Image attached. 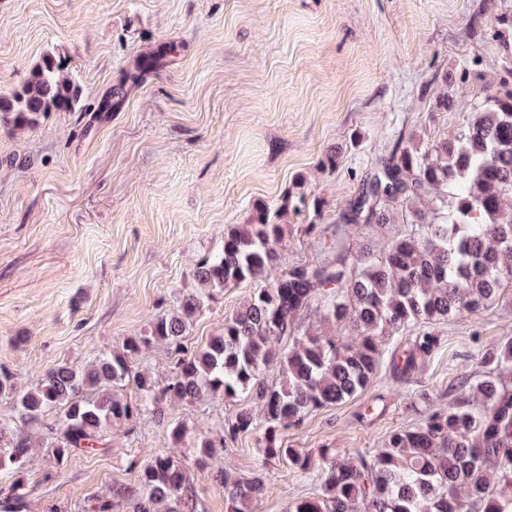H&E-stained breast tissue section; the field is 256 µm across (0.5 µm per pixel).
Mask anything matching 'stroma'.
<instances>
[{
	"instance_id": "obj_1",
	"label": "stroma",
	"mask_w": 512,
	"mask_h": 512,
	"mask_svg": "<svg viewBox=\"0 0 512 512\" xmlns=\"http://www.w3.org/2000/svg\"><path fill=\"white\" fill-rule=\"evenodd\" d=\"M504 12L512 0H0V96L49 53L81 89L74 111L31 131L0 125V369L23 390L56 363L85 364L145 335L194 288L193 267L222 247L225 226L250 223L256 206L286 225L287 264L325 257L305 226L335 229L395 134L452 137L484 88L512 73ZM147 56L153 67L135 73ZM334 147L343 155L330 169L322 158ZM296 189L304 202L292 206ZM252 289L217 294L190 323L185 352ZM433 328L438 349L405 383L382 364L365 390L285 431L286 445L316 472L324 450L371 451L447 406L481 375L479 351L512 336V291ZM249 403L170 406L187 427L175 446L145 415L133 433L114 428L111 447L61 466L35 449L28 512H84L133 484L131 461L157 450L194 459L199 440ZM214 465L263 470L251 512H287L316 488L285 461L262 462L252 434Z\"/></svg>"
}]
</instances>
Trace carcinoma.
I'll return each mask as SVG.
<instances>
[{
  "label": "carcinoma",
  "mask_w": 512,
  "mask_h": 512,
  "mask_svg": "<svg viewBox=\"0 0 512 512\" xmlns=\"http://www.w3.org/2000/svg\"><path fill=\"white\" fill-rule=\"evenodd\" d=\"M80 100L65 62L46 55L21 91L0 97V124L15 131L39 125L49 112H70ZM436 195L442 216L414 209ZM512 85L504 83L452 137L426 145L398 135L360 193L339 213L331 259L282 268L285 225L256 208L248 224L224 229V244L195 267L198 288L178 309L156 319L148 334L129 336L122 351L85 366L60 362L20 396L13 376L0 371V397H16L18 419L33 433L0 425V470L16 476L0 495L4 512H24L25 473L32 449L49 448L57 463L95 448H108L112 428L151 415L165 421L168 406L200 405L217 396L246 394L249 406L224 419L197 444L195 465H210L218 449L244 434H257L263 461L286 459L302 474L309 457L285 445L283 432L365 389L384 360L383 339L412 337L392 358L395 381L407 379L431 356L440 337L429 324L474 313L512 288ZM405 207L407 229L378 252L353 253L345 245L353 227L392 223L395 204ZM244 282L251 295L222 331L189 356L176 359L159 385L133 360L163 344L179 353L193 317L215 293ZM321 296L322 316L337 334L298 333L299 316ZM482 379L421 422L392 430L368 454L346 450L324 457L318 493L293 502L288 512H512V336L480 354ZM278 371L270 385L264 375ZM134 386L140 398L121 396ZM61 410L54 423L48 412ZM225 512H244L261 497L258 470L235 478L222 470ZM200 512L203 503L185 461L155 452L138 464L135 484L119 485L110 499L92 500L91 512Z\"/></svg>",
  "instance_id": "cac0c4a2"
}]
</instances>
